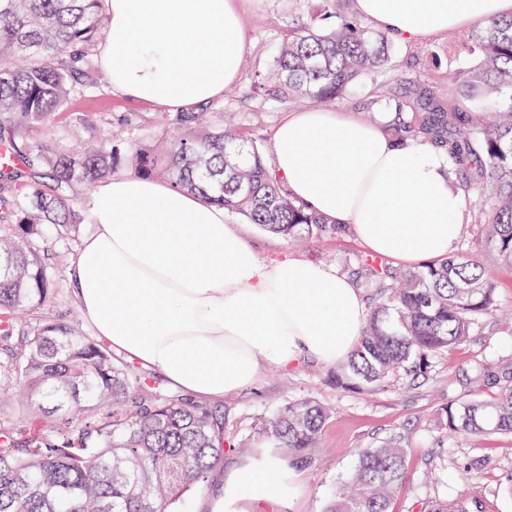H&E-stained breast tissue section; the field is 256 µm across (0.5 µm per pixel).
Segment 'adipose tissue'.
Segmentation results:
<instances>
[{
    "instance_id": "adipose-tissue-1",
    "label": "adipose tissue",
    "mask_w": 512,
    "mask_h": 512,
    "mask_svg": "<svg viewBox=\"0 0 512 512\" xmlns=\"http://www.w3.org/2000/svg\"><path fill=\"white\" fill-rule=\"evenodd\" d=\"M99 59L114 93L179 112L221 99L247 40L237 0H106ZM353 12L410 44L493 17L512 0H353ZM289 196L351 225L369 250L406 262L448 256L467 220L448 158L392 140L342 110L289 113L272 139ZM94 226L69 271L97 336L200 400L253 383L262 366L310 354L345 361L367 314L335 270L292 256L262 261L223 207L133 173L97 184ZM291 474L278 456L241 458L205 512H280Z\"/></svg>"
}]
</instances>
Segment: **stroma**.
<instances>
[{"mask_svg": "<svg viewBox=\"0 0 512 512\" xmlns=\"http://www.w3.org/2000/svg\"><path fill=\"white\" fill-rule=\"evenodd\" d=\"M320 6L321 0H240L248 33L243 66L238 80L226 88L217 106L225 124L240 128L263 151H270L273 133L286 114L309 108L310 102L305 98L288 102L266 95L259 82L290 31L312 23ZM461 39V31L456 30L415 45L394 43L393 65L378 75L363 77L332 102V109L361 117L363 101L378 81L402 96L421 90L439 102H448L453 97L449 74L473 63L465 52L448 51L449 42ZM87 113L111 118L113 130L124 140L146 147L158 139L173 140L181 135L167 109L113 93L106 82L94 95L72 98L59 123L58 138L71 143L89 137V129L81 122ZM225 221L237 225L251 247L265 258L286 253L349 277L355 260L368 254L351 231L336 237H314L297 247L286 238L243 223L237 214L226 213ZM484 235L482 227L468 223L459 245L482 262L486 276L495 282L500 317L479 324L464 344L435 353L426 372L407 387L392 378L373 392L348 389L337 384L336 365L313 358L288 369L264 366L253 384L216 403L224 413V437L229 446L217 472H230L242 457L276 447V439L263 433L264 423L289 401L311 398L329 408L330 415L307 462L294 469L297 491L283 512H324L329 492L354 467L356 449L394 437L406 454L407 477L391 504L392 512H424L435 500L454 505L474 496L480 499L482 512H512V498L501 490L512 474V436L457 443L439 438L434 428L437 410L448 401L496 397L497 387L482 377L480 370L512 362V328L506 323L507 315H512V270L487 260L480 246ZM72 260V254L64 253L51 261L61 288L49 310L60 319L79 323L83 317L68 275ZM476 458L485 459L486 465L474 489L461 481L460 474Z\"/></svg>", "mask_w": 512, "mask_h": 512, "instance_id": "obj_1", "label": "stroma"}]
</instances>
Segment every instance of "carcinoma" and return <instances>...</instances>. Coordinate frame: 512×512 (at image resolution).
<instances>
[{
	"label": "carcinoma",
	"mask_w": 512,
	"mask_h": 512,
	"mask_svg": "<svg viewBox=\"0 0 512 512\" xmlns=\"http://www.w3.org/2000/svg\"><path fill=\"white\" fill-rule=\"evenodd\" d=\"M102 3L0 0V146L13 157L0 167V377L23 387L33 411L60 413L50 428L0 414V512H173L224 457L218 411L165 397L136 368L114 362L103 342L47 315L59 288L49 245L72 250L87 219L73 202L76 186L111 175L123 158L139 174H166L173 188L293 241L348 230L292 200L264 151L224 127L215 107L175 113L185 136L153 152L132 141L120 150L110 120L82 149L44 136L73 96L100 87ZM322 4L332 23L297 27L265 80L283 100L334 101L391 63V37L347 17L344 0ZM464 41L475 63L452 81L465 106L444 108L420 92L397 97L377 84L364 111L391 115L395 141H423L447 156L463 190L487 189L474 223L485 225L487 251L511 270L512 17L491 18ZM357 264L373 306L340 376L355 389L376 390L391 376L412 381L431 355L466 342L495 315L496 286L467 251L400 272L376 256ZM496 381L491 401L448 402L436 413L437 432L459 440L512 434V370ZM328 416L313 400H294L265 432L288 449L292 466L307 459ZM405 477L398 441L361 448L326 512H390Z\"/></svg>",
	"instance_id": "carcinoma-1"
}]
</instances>
